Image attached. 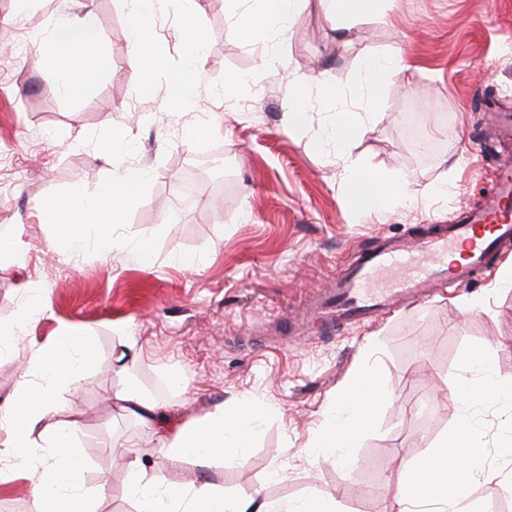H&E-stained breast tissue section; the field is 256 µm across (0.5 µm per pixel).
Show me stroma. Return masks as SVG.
<instances>
[{
  "label": "stroma",
  "mask_w": 512,
  "mask_h": 512,
  "mask_svg": "<svg viewBox=\"0 0 512 512\" xmlns=\"http://www.w3.org/2000/svg\"><path fill=\"white\" fill-rule=\"evenodd\" d=\"M207 39L204 90L189 107L167 102L168 71L128 63L129 18L122 0H0V235L20 234L22 262L0 258V323L38 289L47 311L30 322L0 361V418L18 387V367L61 326L91 334L96 361L78 388L60 389L46 423H75L86 463L84 486L99 512H136L127 465L140 457L159 484L186 482L185 464L156 461L158 439L112 394L123 378L185 423L217 407L251 401L265 409L243 458H225L207 479L236 496L298 501L320 496L335 512H394L388 479L430 453L445 433L467 425L478 435L489 477L474 490L483 512H512V401L467 398L445 381L465 354L512 339V287L498 284L512 251L494 254L466 285L404 304L380 318L323 333L310 292L354 254L389 238L416 245L440 233L457 210L478 206L498 150L492 106L512 108V0H388L386 19L340 25L320 0H298L280 63L251 82L267 49L262 35L244 42L231 31L225 0H201ZM90 14L112 50V68L78 99L54 73L14 43L37 44L50 26ZM179 15L163 5L144 24V47L183 58ZM401 51L406 69L381 87L353 157L406 179L411 202L366 218L344 192L345 164L312 142L333 108L360 105L365 58ZM335 87L326 103L319 87ZM309 103L305 127L285 116L294 88ZM416 121L435 144L416 151ZM207 122L213 135L188 136ZM132 128L124 154L100 137ZM149 173L138 204L117 227L114 249L54 252L44 198L77 176L87 190L120 169ZM148 240L152 258L127 252ZM193 266L182 265L183 257ZM478 309L469 311L468 301ZM392 393L352 449V466L315 448L327 418L364 365Z\"/></svg>",
  "instance_id": "obj_1"
}]
</instances>
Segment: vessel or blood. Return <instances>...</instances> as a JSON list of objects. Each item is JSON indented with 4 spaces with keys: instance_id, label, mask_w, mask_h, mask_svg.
<instances>
[{
    "instance_id": "1",
    "label": "vessel or blood",
    "mask_w": 512,
    "mask_h": 512,
    "mask_svg": "<svg viewBox=\"0 0 512 512\" xmlns=\"http://www.w3.org/2000/svg\"><path fill=\"white\" fill-rule=\"evenodd\" d=\"M512 242V157L498 159L482 208L463 213L424 240L419 258L404 244L389 242L361 252L341 268L332 287L323 289L318 304L327 329L390 314L406 300L427 295L436 283L450 287L467 282L500 245ZM463 258L449 265L448 256Z\"/></svg>"
}]
</instances>
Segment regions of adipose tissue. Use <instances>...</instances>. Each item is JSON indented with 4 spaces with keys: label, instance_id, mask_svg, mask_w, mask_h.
Returning <instances> with one entry per match:
<instances>
[{
    "label": "adipose tissue",
    "instance_id": "obj_1",
    "mask_svg": "<svg viewBox=\"0 0 512 512\" xmlns=\"http://www.w3.org/2000/svg\"><path fill=\"white\" fill-rule=\"evenodd\" d=\"M247 2L249 7L235 24L234 34L248 38L257 25L272 42H279L288 30L296 0ZM180 4L184 61L180 74L166 89V99L187 106L198 98L203 86L201 61L206 36L199 22V0H180ZM124 5L131 21L128 42L133 51L132 65L164 68L162 55L142 50V25L159 8L160 0H124ZM35 61L55 73L68 97L77 98L93 78L110 70L112 57L91 17L86 16L54 24L42 38ZM366 114L363 108L332 112L314 148L349 149L365 124ZM148 177L145 169L127 167L100 182L94 192H86L78 179L67 193L44 200L41 209L55 226L53 249L70 255L90 247L102 253L111 251L112 232L141 199ZM346 193L353 211L361 217L412 195L401 177L374 171L357 159L348 167ZM94 360L90 336L65 327L55 340L32 351L30 369L19 376L6 435L0 438V461L8 462L14 476H35L33 492L39 512H97L94 498L81 485L83 458L74 444L73 426L48 433L40 426L53 405L52 388L77 386ZM34 373L42 377V384L31 382ZM389 395L375 370L362 371L342 400L343 418L325 423L319 447L337 457H348ZM113 399L144 422L155 424L160 445L153 449L154 457L186 462L199 469L210 467L217 457L243 456L262 416L257 406L244 402L232 411L219 408L195 424H183L161 412L130 380L114 392ZM479 452L480 443L469 427L444 436L436 450L409 464L394 494L395 512H480L477 502L469 497L470 490L484 477ZM128 475V489L139 504L138 512H333L330 501L323 498L311 499L300 508H285L257 495L230 497L198 479L161 488L138 458L130 462Z\"/></svg>",
    "mask_w": 512,
    "mask_h": 512
}]
</instances>
